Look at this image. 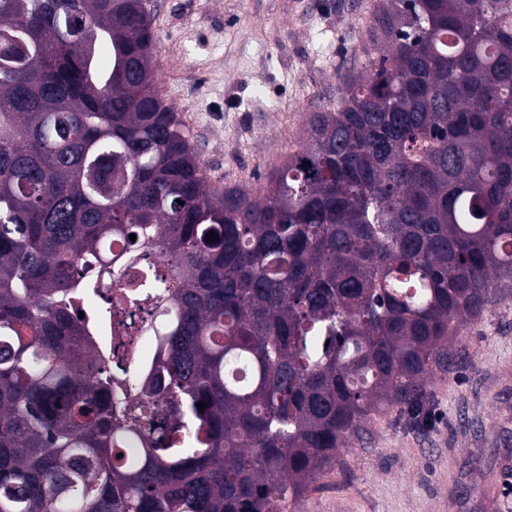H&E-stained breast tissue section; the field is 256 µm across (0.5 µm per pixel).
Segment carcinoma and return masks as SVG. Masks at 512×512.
<instances>
[{
    "mask_svg": "<svg viewBox=\"0 0 512 512\" xmlns=\"http://www.w3.org/2000/svg\"><path fill=\"white\" fill-rule=\"evenodd\" d=\"M368 42L255 193L207 181L143 0H0V512H281L371 412L428 426L512 282V0H383ZM134 297L162 427L78 340Z\"/></svg>",
    "mask_w": 512,
    "mask_h": 512,
    "instance_id": "1",
    "label": "carcinoma"
}]
</instances>
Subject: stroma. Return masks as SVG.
<instances>
[{"mask_svg": "<svg viewBox=\"0 0 512 512\" xmlns=\"http://www.w3.org/2000/svg\"><path fill=\"white\" fill-rule=\"evenodd\" d=\"M156 91L211 185L252 189L298 148L313 113L363 67L380 0H158ZM453 373L433 378V420L371 414L283 512H512V297L461 326ZM495 502L478 492L482 477Z\"/></svg>", "mask_w": 512, "mask_h": 512, "instance_id": "1", "label": "stroma"}]
</instances>
